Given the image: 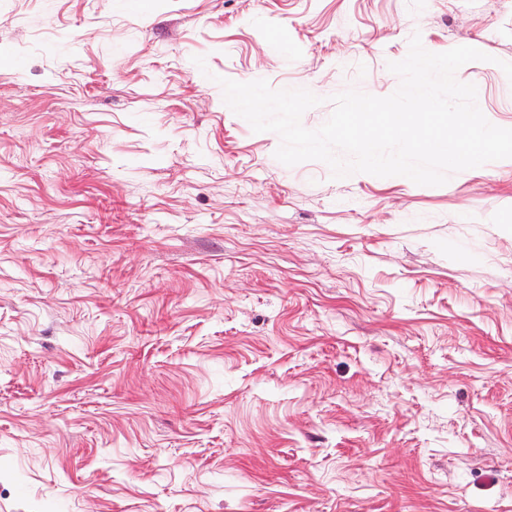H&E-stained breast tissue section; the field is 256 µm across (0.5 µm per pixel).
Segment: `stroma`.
Listing matches in <instances>:
<instances>
[{
  "instance_id": "1",
  "label": "stroma",
  "mask_w": 512,
  "mask_h": 512,
  "mask_svg": "<svg viewBox=\"0 0 512 512\" xmlns=\"http://www.w3.org/2000/svg\"><path fill=\"white\" fill-rule=\"evenodd\" d=\"M416 33L512 128V0H0V512H512V164L287 166L217 83L315 129Z\"/></svg>"
}]
</instances>
